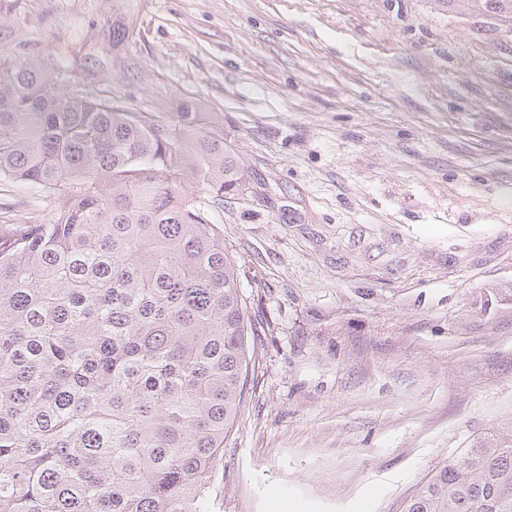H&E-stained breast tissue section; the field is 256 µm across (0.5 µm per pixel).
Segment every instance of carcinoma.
<instances>
[{"instance_id": "1", "label": "carcinoma", "mask_w": 512, "mask_h": 512, "mask_svg": "<svg viewBox=\"0 0 512 512\" xmlns=\"http://www.w3.org/2000/svg\"><path fill=\"white\" fill-rule=\"evenodd\" d=\"M161 123L0 62V512H213L257 327L214 205L244 187L218 117ZM402 512H512V420ZM52 206L43 202L38 193L24 183L0 185V224L10 222L17 214L32 212L38 220L48 222L53 219Z\"/></svg>"}]
</instances>
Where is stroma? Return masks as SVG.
I'll list each match as a JSON object with an SVG mask.
<instances>
[{
    "label": "stroma",
    "instance_id": "obj_1",
    "mask_svg": "<svg viewBox=\"0 0 512 512\" xmlns=\"http://www.w3.org/2000/svg\"><path fill=\"white\" fill-rule=\"evenodd\" d=\"M0 0V58L222 117L261 328L217 512H400L512 417V17L474 0ZM51 206L0 185V222Z\"/></svg>",
    "mask_w": 512,
    "mask_h": 512
}]
</instances>
